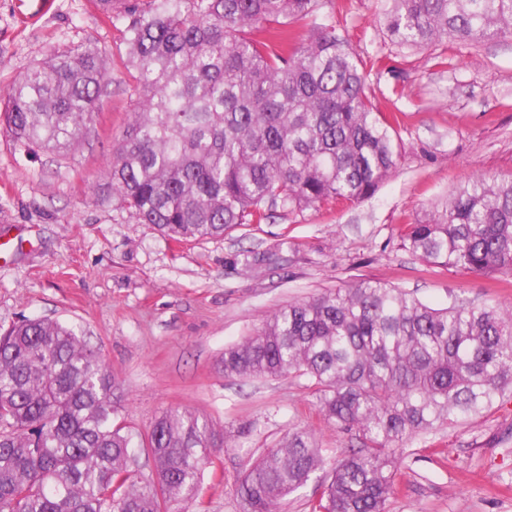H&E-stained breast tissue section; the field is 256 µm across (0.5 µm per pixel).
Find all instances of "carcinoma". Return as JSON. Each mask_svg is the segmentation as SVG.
<instances>
[{
  "label": "carcinoma",
  "mask_w": 512,
  "mask_h": 512,
  "mask_svg": "<svg viewBox=\"0 0 512 512\" xmlns=\"http://www.w3.org/2000/svg\"><path fill=\"white\" fill-rule=\"evenodd\" d=\"M397 44L477 46L512 37V0H388ZM123 24L137 109L107 182L91 187L178 243L218 239L269 210L358 201L393 172L391 126L365 93L359 55L323 23L322 0H94ZM313 21L302 38L290 29ZM107 84L90 45L31 66L0 97V129L20 151L70 155ZM421 260L512 276V175L460 182L405 225ZM224 375L294 374L317 409L357 440L326 457L293 427L248 462L245 512H283L314 484L310 512H386L408 445L512 394V306L438 309L359 280L290 303L224 347ZM112 370L74 330L26 318L0 332V512H187L215 464L209 419L174 408L142 446L155 475L129 468L133 434L115 422Z\"/></svg>",
  "instance_id": "obj_1"
}]
</instances>
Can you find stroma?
I'll return each instance as SVG.
<instances>
[{"label": "stroma", "mask_w": 512, "mask_h": 512, "mask_svg": "<svg viewBox=\"0 0 512 512\" xmlns=\"http://www.w3.org/2000/svg\"><path fill=\"white\" fill-rule=\"evenodd\" d=\"M384 0H327L336 33L358 51L378 111L399 117L392 175L367 198L293 212L224 238L175 244L112 203L90 198L132 118L133 82L119 28L92 0H57L34 28L0 0V92L53 50L87 43L105 59L109 86L91 131L68 158L19 152L0 132V329L21 317L75 328L112 370L116 419L146 438L163 411L187 407L224 433L192 512H243L237 483L250 457L290 427L320 448L350 439L318 414L296 375L239 381L220 358L264 314L369 279L440 308L452 298L512 304V282L432 266L401 242L462 180L512 173V39L473 47L407 48L388 37ZM261 262L246 267L245 257ZM387 512H512V397L482 415L414 440Z\"/></svg>", "instance_id": "obj_1"}]
</instances>
